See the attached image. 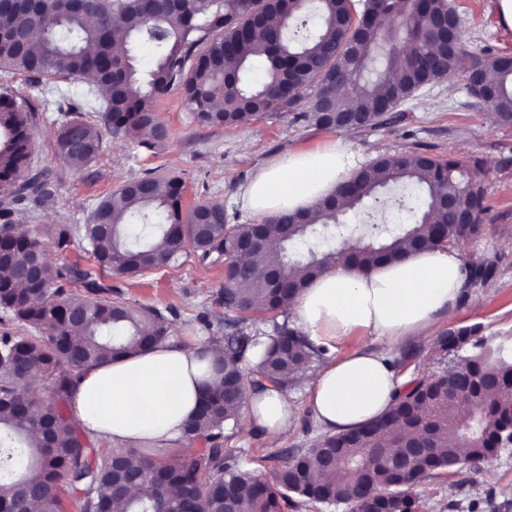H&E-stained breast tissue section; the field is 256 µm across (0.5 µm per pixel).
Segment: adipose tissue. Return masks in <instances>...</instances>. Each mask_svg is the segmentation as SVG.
Wrapping results in <instances>:
<instances>
[{"mask_svg": "<svg viewBox=\"0 0 512 512\" xmlns=\"http://www.w3.org/2000/svg\"><path fill=\"white\" fill-rule=\"evenodd\" d=\"M360 165V155L346 145L289 150L260 168L242 201L254 213H315L337 184ZM464 262L452 249L408 252L401 261L369 272L329 265L290 304L296 325L319 345L370 333L393 345L409 337L429 338L443 315L454 314L465 290ZM304 377L307 404L327 429H355L383 414L394 402L401 380L386 355L361 347L341 354L316 374ZM209 376L200 347L171 340L150 350L86 369L71 405L86 434L101 442L100 454L114 446L145 444L166 449L183 437ZM297 419V409L278 389L250 392L244 421L267 436L278 437Z\"/></svg>", "mask_w": 512, "mask_h": 512, "instance_id": "obj_1", "label": "adipose tissue"}]
</instances>
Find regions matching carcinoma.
I'll list each match as a JSON object with an SVG mask.
<instances>
[{
    "label": "carcinoma",
    "mask_w": 512,
    "mask_h": 512,
    "mask_svg": "<svg viewBox=\"0 0 512 512\" xmlns=\"http://www.w3.org/2000/svg\"><path fill=\"white\" fill-rule=\"evenodd\" d=\"M94 11L69 0H7L0 5V70L24 75L31 82L77 78L84 82L77 100L62 91L44 98V111L70 115L60 128L57 145L63 162L81 169L102 151L97 124L85 113H100L117 138L156 153L170 137L154 110L156 99L172 88L184 91V103L195 122L233 127L252 119L293 113V122L324 131L344 127L324 123L321 98L332 113L370 116L369 127L405 119L401 110L421 88L448 77L459 61L470 57L485 81L498 93L487 108L497 120L512 124V57L489 47L474 52L459 39L448 51L441 28L426 17L443 13L448 0H371L367 15L351 19L350 0H92ZM263 12L279 20L276 27L250 29ZM363 26L372 38L368 53L350 56V30ZM120 42L122 51L114 49ZM149 42L158 49L154 68L141 72L132 46ZM262 77L248 78L254 64ZM313 90L309 97L304 92ZM221 100V109L214 102ZM304 110L297 111L300 102ZM37 112L27 99L0 91V270L9 276L29 269L35 254L51 247L66 252L76 227L56 224L40 230L14 224L12 206L38 202L49 195L41 173L27 172ZM147 193L122 186L97 203L93 220L110 224V233L85 238L94 266L47 267L20 290L0 285V308L9 319L34 328L30 336H0V352L12 358L16 371H37L49 378L54 398L39 405V415L20 409L24 396L15 375L0 371V501L16 508L36 501L41 512H68L61 491L70 492L79 512H296L306 502L329 497L357 512H418L410 488L425 477L454 469H477L498 447L512 425V357L487 346L479 327L451 326L434 347L444 354H463L461 364L472 375L495 372L499 386L491 394H458L448 390L439 373L430 385L418 382L398 394L382 416L361 427L324 434L310 447L283 450L271 484L256 482L241 470L240 455L223 448L224 429L237 426L246 395L244 366L256 369L262 387L269 383L288 392L295 382L284 376L294 365L311 367L330 357V349L309 341L289 320L288 305L308 280L329 264L350 262L367 269L394 262L415 250L460 247L478 237L491 222L484 189L477 175L453 159L408 153L390 164L379 158L353 179L340 184L319 215L264 219L267 239L248 252L249 262L235 259L237 248L253 238L250 223L231 224L224 208L198 204L182 214V183L146 173ZM475 215L472 224H454L440 208L451 184ZM390 193L389 209L406 213L410 223L394 232L382 223L377 208L363 224H341L338 214L377 202ZM288 239H280V225ZM340 241V249L329 248ZM193 251L202 260L226 257L224 289L217 302L233 318L224 335L210 337L222 346L214 363L222 385L206 396L186 424L191 440L209 447L176 462L161 449H116L100 456L89 436L67 413L84 370L123 355H135L168 338L167 318L156 308H135L112 293L101 275L133 279L164 267ZM281 269L273 281L255 274L257 267ZM79 312L83 341L75 346L72 316ZM258 316L268 319L263 334L247 329ZM425 451L407 473L387 465L409 438ZM467 448L466 454L460 448ZM325 471L328 481L317 473ZM140 477L136 492L126 493L128 475ZM93 488V501L78 492Z\"/></svg>",
    "instance_id": "1"
}]
</instances>
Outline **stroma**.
Listing matches in <instances>:
<instances>
[{
    "label": "stroma",
    "mask_w": 512,
    "mask_h": 512,
    "mask_svg": "<svg viewBox=\"0 0 512 512\" xmlns=\"http://www.w3.org/2000/svg\"><path fill=\"white\" fill-rule=\"evenodd\" d=\"M453 2L468 44L512 55V30L500 23L497 0ZM5 86L40 110L31 165L48 174L53 196L15 211V219L31 227L84 224L100 198L147 170L182 180L183 208L220 200L227 214H240L242 220L256 224L259 216L243 209L241 202L255 171L288 149H316L338 140L363 152L368 162L379 155L403 153L449 156L465 167L481 160L480 180L492 221L460 253L465 265L489 262L495 273L483 283L466 287L453 320H441L437 327L476 325L492 347L512 348V125L486 126L487 108L467 93L463 72L418 90L404 106L406 121L361 132L317 130L294 123L288 113L231 129L204 127L193 121L182 89L175 88L154 103L171 132L165 149L144 152L130 141L113 137L104 126L101 153L79 171L66 166L56 149L65 113L42 111L41 88L30 85L24 76L1 74L0 87ZM110 283L127 303L161 311L169 320L170 338L204 342L224 333V309L217 303L224 286L223 264L201 261L191 252L138 279L115 276ZM384 352L407 384L427 380L448 365L447 355L435 354L429 340L412 338L385 347ZM288 397L298 408V418L280 438L240 425L224 441L225 447L246 450L243 467L257 480L273 482L279 467L274 452L309 447L325 433L307 405L303 386L292 388ZM424 486L421 512H512V448L500 450L483 463L480 472L456 469L425 479Z\"/></svg>",
    "instance_id": "35a3bbf8"
}]
</instances>
